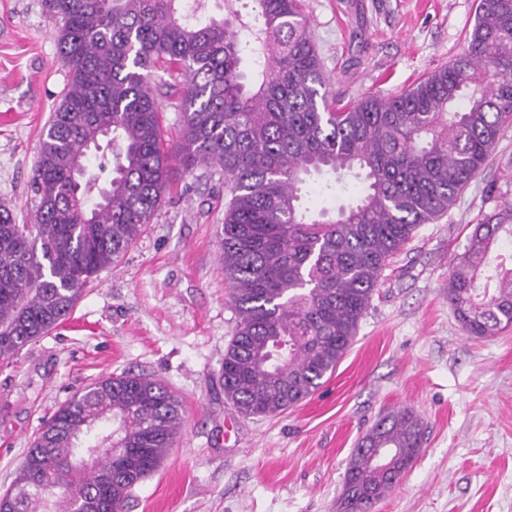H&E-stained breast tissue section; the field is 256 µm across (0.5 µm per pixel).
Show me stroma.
I'll list each match as a JSON object with an SVG mask.
<instances>
[{
    "mask_svg": "<svg viewBox=\"0 0 512 512\" xmlns=\"http://www.w3.org/2000/svg\"><path fill=\"white\" fill-rule=\"evenodd\" d=\"M336 96H391L462 55L477 0H303ZM42 0H0V206L31 223L41 134L68 83ZM139 239L83 289L71 315L0 360V493L43 423L125 371L160 379L184 425L128 512H338L351 453L386 412L424 426L421 452L372 512H512V327L466 334L450 262L478 222L512 211V124L447 214L383 270L354 345L299 406L241 416L224 397L237 317L218 260L220 176L174 170Z\"/></svg>",
    "mask_w": 512,
    "mask_h": 512,
    "instance_id": "obj_1",
    "label": "stroma"
}]
</instances>
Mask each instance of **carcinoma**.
<instances>
[{
    "instance_id": "cac0c4a2",
    "label": "carcinoma",
    "mask_w": 512,
    "mask_h": 512,
    "mask_svg": "<svg viewBox=\"0 0 512 512\" xmlns=\"http://www.w3.org/2000/svg\"><path fill=\"white\" fill-rule=\"evenodd\" d=\"M43 0L70 79L43 134L34 223L0 208V359L68 317L100 270L143 234L172 162L224 176L219 260L237 325L224 395L245 417L315 393L357 335L382 271L417 228L445 215L512 123V0H478L465 54L408 89L341 103L301 0ZM258 67L248 73L245 61ZM182 78L178 140L164 139L163 75ZM110 137H104V134ZM106 142V178L79 160ZM358 171L366 187L334 211L303 204L309 177ZM512 213L477 225L448 277L470 336L512 325ZM182 405L160 380L123 372L75 394L43 425L0 512H126L134 487L178 442ZM420 417H381L354 449L339 512H371L413 466ZM146 465L126 476V452ZM369 448H390L386 476Z\"/></svg>"
}]
</instances>
